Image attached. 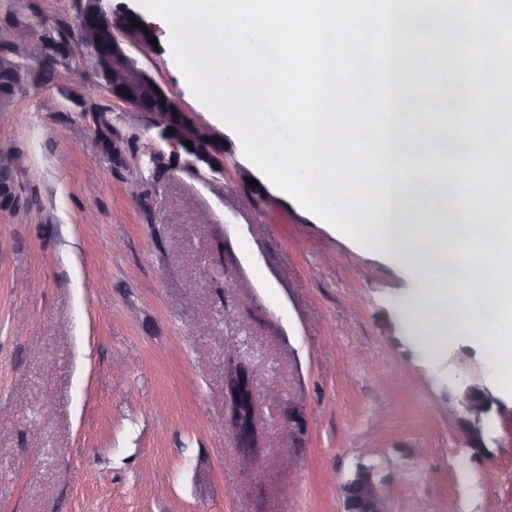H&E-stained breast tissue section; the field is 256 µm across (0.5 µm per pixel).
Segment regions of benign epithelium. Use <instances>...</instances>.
I'll use <instances>...</instances> for the list:
<instances>
[{"label":"benign epithelium","mask_w":512,"mask_h":512,"mask_svg":"<svg viewBox=\"0 0 512 512\" xmlns=\"http://www.w3.org/2000/svg\"><path fill=\"white\" fill-rule=\"evenodd\" d=\"M108 0H82L76 12L73 34L66 42L43 40L37 45L21 44L14 57L42 55L69 58L80 51L81 59L94 66L103 63L110 73L112 99L122 102L145 116L148 127L157 130L160 139L173 147V158L186 154L185 169L201 174L205 166L212 172L224 171V137L213 128L194 123L181 101L151 72L140 67L129 48L147 55L156 50L150 36L144 33L141 16L126 11L116 16L106 5ZM136 18L134 27L130 18ZM175 132H168V128ZM192 142L188 149L185 142ZM15 156L0 149V210L9 209V194L15 191ZM496 399L490 391L473 383L456 391L448 405V414L459 420L465 430L469 447L479 453L485 448V422ZM343 512H388L389 505L379 482L375 466L360 464L341 486Z\"/></svg>","instance_id":"obj_1"}]
</instances>
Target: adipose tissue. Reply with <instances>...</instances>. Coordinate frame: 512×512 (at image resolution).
<instances>
[{
	"label": "adipose tissue",
	"mask_w": 512,
	"mask_h": 512,
	"mask_svg": "<svg viewBox=\"0 0 512 512\" xmlns=\"http://www.w3.org/2000/svg\"><path fill=\"white\" fill-rule=\"evenodd\" d=\"M457 22L471 44L497 46L505 31L487 15L485 0H468ZM507 126L511 112H469L461 124L444 112L392 113L387 158L376 173L383 203L370 209L371 225L358 238L429 283L458 282L450 298L426 294L405 314L431 345L455 333V318L464 317L498 385L512 390V196L498 189L502 169L512 170V151H501L498 139ZM422 195L465 200L470 217L416 223L410 214Z\"/></svg>",
	"instance_id": "ef3b65f1"
}]
</instances>
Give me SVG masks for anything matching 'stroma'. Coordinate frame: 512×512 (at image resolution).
I'll list each match as a JSON object with an SVG mask.
<instances>
[{
    "instance_id": "obj_1",
    "label": "stroma",
    "mask_w": 512,
    "mask_h": 512,
    "mask_svg": "<svg viewBox=\"0 0 512 512\" xmlns=\"http://www.w3.org/2000/svg\"><path fill=\"white\" fill-rule=\"evenodd\" d=\"M111 5L156 32L138 62L223 135L224 171L156 167L170 146L104 98L126 146L112 162L71 100L75 62L0 112L17 159L0 211V512H342L362 462L390 512H512V395L480 340L428 346L404 316L421 278L263 177L194 97L166 23ZM35 15L72 23L74 0H0V34L30 35ZM228 339L252 374V455L228 422ZM471 383L497 399L478 456L448 415V390Z\"/></svg>"
}]
</instances>
